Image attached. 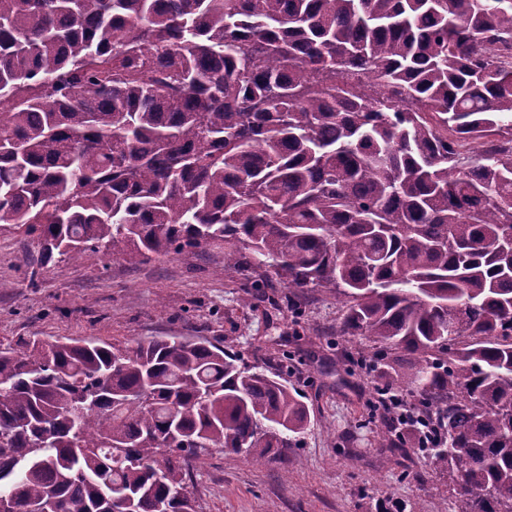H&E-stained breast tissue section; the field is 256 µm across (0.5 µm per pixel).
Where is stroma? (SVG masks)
I'll return each instance as SVG.
<instances>
[{
    "label": "stroma",
    "instance_id": "obj_1",
    "mask_svg": "<svg viewBox=\"0 0 512 512\" xmlns=\"http://www.w3.org/2000/svg\"><path fill=\"white\" fill-rule=\"evenodd\" d=\"M39 245L0 232V342L39 336L103 338L131 346L159 336H207L225 351L283 371L309 410L295 448L261 463L230 449L195 461L194 512H446L448 478L417 447L381 445L392 424L374 407L385 383L408 397L413 357L390 350L384 371L369 370L365 340L342 331L344 311L321 288L260 289L245 302L244 276L224 278V249L129 263L101 252L57 258L30 275Z\"/></svg>",
    "mask_w": 512,
    "mask_h": 512
}]
</instances>
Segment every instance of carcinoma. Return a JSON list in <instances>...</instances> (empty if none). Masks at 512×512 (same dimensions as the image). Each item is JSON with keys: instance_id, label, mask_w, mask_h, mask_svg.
Wrapping results in <instances>:
<instances>
[{"instance_id": "carcinoma-1", "label": "carcinoma", "mask_w": 512, "mask_h": 512, "mask_svg": "<svg viewBox=\"0 0 512 512\" xmlns=\"http://www.w3.org/2000/svg\"><path fill=\"white\" fill-rule=\"evenodd\" d=\"M512 0H0V223L55 256L224 245L415 356L453 512H512ZM308 408L205 336L0 343V502L191 512L189 459Z\"/></svg>"}]
</instances>
